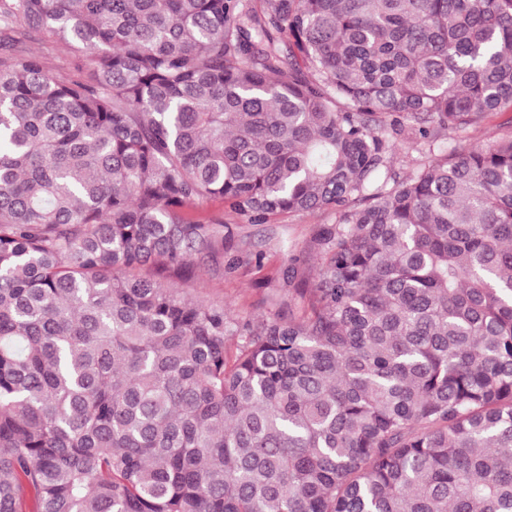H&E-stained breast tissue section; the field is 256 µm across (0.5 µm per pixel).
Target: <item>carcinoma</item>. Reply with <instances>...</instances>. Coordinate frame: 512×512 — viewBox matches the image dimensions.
I'll list each match as a JSON object with an SVG mask.
<instances>
[{"label": "carcinoma", "mask_w": 512, "mask_h": 512, "mask_svg": "<svg viewBox=\"0 0 512 512\" xmlns=\"http://www.w3.org/2000/svg\"><path fill=\"white\" fill-rule=\"evenodd\" d=\"M503 112L512 0H0V512H512ZM226 213L336 215L300 315L165 282ZM28 47L42 54L52 66L69 67L70 57L56 36L48 31L41 33ZM512 114L507 113L499 116H493L486 119L479 125L470 127L461 134V137L473 144H487L497 138L510 134L511 128L508 125H502Z\"/></svg>", "instance_id": "obj_1"}]
</instances>
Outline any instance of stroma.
<instances>
[{"label":"stroma","mask_w":512,"mask_h":512,"mask_svg":"<svg viewBox=\"0 0 512 512\" xmlns=\"http://www.w3.org/2000/svg\"><path fill=\"white\" fill-rule=\"evenodd\" d=\"M334 221L331 213L290 214L275 224L225 217L223 250L201 263L193 280H178L174 286L185 297L224 305L242 320L298 311L301 298L285 286L288 268L296 266L306 280L315 278L319 255L314 238L321 225Z\"/></svg>","instance_id":"1"}]
</instances>
